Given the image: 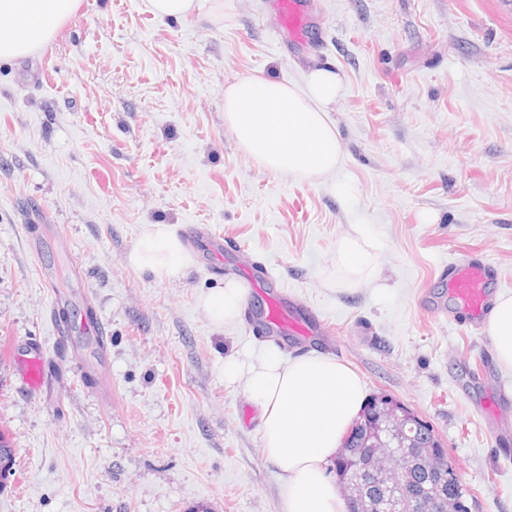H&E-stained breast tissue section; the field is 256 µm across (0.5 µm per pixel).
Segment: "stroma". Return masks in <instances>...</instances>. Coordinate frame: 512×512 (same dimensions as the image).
<instances>
[{"label":"stroma","mask_w":512,"mask_h":512,"mask_svg":"<svg viewBox=\"0 0 512 512\" xmlns=\"http://www.w3.org/2000/svg\"><path fill=\"white\" fill-rule=\"evenodd\" d=\"M310 2L307 41L283 47L269 0H224L209 21L79 0L50 42L0 68V430L15 448L0 512H282L242 378L264 343L198 305L247 283L253 256L293 312L332 329V357L367 395L433 425L470 512H512V447L486 425L512 370L478 383L493 342L462 326L440 277L476 253L512 294V0ZM318 66L343 79L339 166L311 181L260 167L224 123L225 88L299 85ZM147 224L188 239L184 278L128 264ZM195 226L223 250L190 241ZM356 226L378 270L351 294L328 282ZM57 295L73 324L88 307L104 322L111 395L83 381L103 367L90 337H59ZM30 348L48 374L36 392L17 362Z\"/></svg>","instance_id":"obj_1"}]
</instances>
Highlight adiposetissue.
I'll return each mask as SVG.
<instances>
[{"instance_id": "ef3b65f1", "label": "adipose tissue", "mask_w": 512, "mask_h": 512, "mask_svg": "<svg viewBox=\"0 0 512 512\" xmlns=\"http://www.w3.org/2000/svg\"><path fill=\"white\" fill-rule=\"evenodd\" d=\"M77 4L0 0V65L48 43ZM341 85L340 76L323 67L311 69L301 88L244 76L224 90V121L239 147L264 169L319 179L333 173L342 156L341 141L327 116ZM337 256L347 273L342 287L352 292L373 268L376 245L362 234H350L340 240ZM127 261L159 282L183 278L193 263L183 239L167 224L146 225ZM244 302L245 290L235 280L199 297L201 308L219 327L236 320ZM488 334L500 364L512 369V294L497 296ZM244 386L261 409L265 457L281 473L283 512H346L326 466L365 404L360 377L332 357L311 353L286 360L270 345L248 369Z\"/></svg>"}]
</instances>
